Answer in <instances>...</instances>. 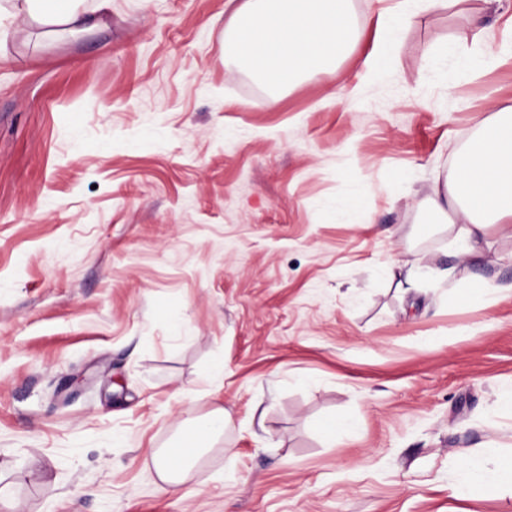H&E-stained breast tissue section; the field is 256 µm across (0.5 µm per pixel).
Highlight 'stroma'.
<instances>
[{"instance_id":"stroma-1","label":"stroma","mask_w":512,"mask_h":512,"mask_svg":"<svg viewBox=\"0 0 512 512\" xmlns=\"http://www.w3.org/2000/svg\"><path fill=\"white\" fill-rule=\"evenodd\" d=\"M352 7L355 48L279 91L227 55L226 0H112L63 40L16 23L0 512H512L510 477L453 491L457 451H512V293L466 287L512 283V239L460 259L419 207L512 105V0L485 61L437 9L374 72L380 5ZM218 408L231 429L162 491L152 451Z\"/></svg>"}]
</instances>
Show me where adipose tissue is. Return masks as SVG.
Returning a JSON list of instances; mask_svg holds the SVG:
<instances>
[{
    "instance_id": "1",
    "label": "adipose tissue",
    "mask_w": 512,
    "mask_h": 512,
    "mask_svg": "<svg viewBox=\"0 0 512 512\" xmlns=\"http://www.w3.org/2000/svg\"><path fill=\"white\" fill-rule=\"evenodd\" d=\"M111 0H97L92 9L71 0H0V51L11 25L29 18L50 33H79L99 28ZM468 0H397L380 12L378 38L367 58L370 68L384 65L395 48L389 20H409L420 11L467 5ZM230 46L242 65L270 88L277 89L304 74L329 67L345 56L360 37L352 0H240L228 23ZM423 210L446 216L458 225L457 242L470 255L490 230L512 237V105L498 109L479 123L455 158L443 186L420 203ZM232 425L219 409L193 422L178 438V452L164 448L152 454L156 476L164 490L179 491L183 477L209 450L214 439ZM454 490L468 495L498 474L512 471V456L487 448L482 454H457Z\"/></svg>"
}]
</instances>
